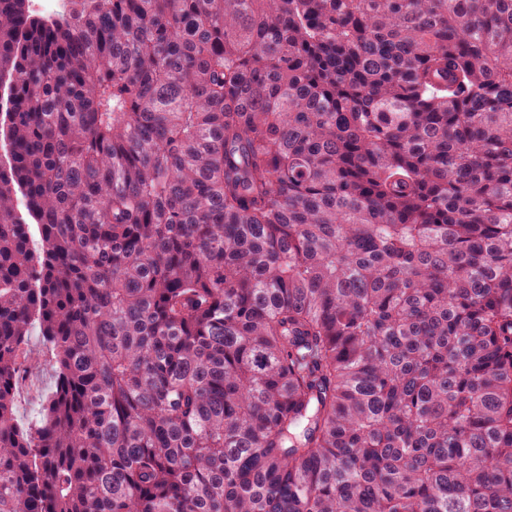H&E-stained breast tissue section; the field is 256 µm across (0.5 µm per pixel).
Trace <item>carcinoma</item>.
Wrapping results in <instances>:
<instances>
[{"label":"carcinoma","instance_id":"cac0c4a2","mask_svg":"<svg viewBox=\"0 0 512 512\" xmlns=\"http://www.w3.org/2000/svg\"><path fill=\"white\" fill-rule=\"evenodd\" d=\"M28 2L0 512H512V0ZM52 385L53 373L48 363L26 376L17 402V416L22 423L27 424L38 416L41 402Z\"/></svg>","mask_w":512,"mask_h":512}]
</instances>
